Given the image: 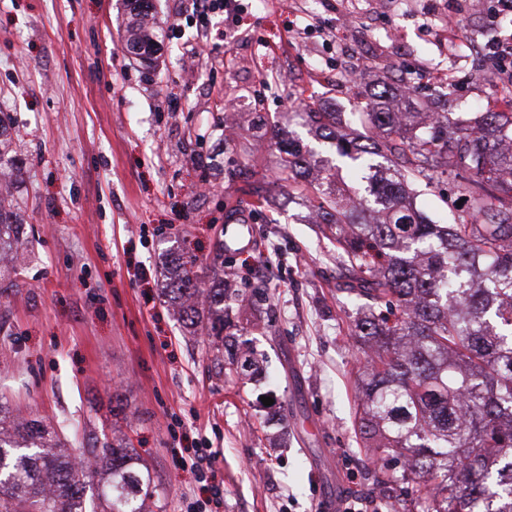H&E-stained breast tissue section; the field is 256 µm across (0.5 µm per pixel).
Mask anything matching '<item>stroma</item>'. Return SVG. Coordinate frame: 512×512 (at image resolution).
<instances>
[{
  "mask_svg": "<svg viewBox=\"0 0 512 512\" xmlns=\"http://www.w3.org/2000/svg\"><path fill=\"white\" fill-rule=\"evenodd\" d=\"M290 2L203 22L196 0H153L166 37L148 66L126 51L124 0H0V111L22 168L8 203L33 242L0 291V397L74 446L87 427L125 438L165 512H362L380 497L333 236L286 193H248L278 171L273 131L332 161L302 102L356 112L405 85L416 111L466 123L512 91L470 50L512 39V21L487 23L492 0ZM447 14L459 28L442 38ZM434 64L446 87L425 82ZM236 213L251 242L220 251ZM180 252L205 280L224 266L222 338L190 335L165 301ZM236 346L260 376L236 377ZM202 451L216 461L200 481Z\"/></svg>",
  "mask_w": 512,
  "mask_h": 512,
  "instance_id": "1",
  "label": "stroma"
}]
</instances>
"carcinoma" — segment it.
<instances>
[{
	"label": "carcinoma",
	"instance_id": "obj_1",
	"mask_svg": "<svg viewBox=\"0 0 512 512\" xmlns=\"http://www.w3.org/2000/svg\"><path fill=\"white\" fill-rule=\"evenodd\" d=\"M132 5L126 49L140 55L149 0ZM337 164L301 152L275 134L276 184L336 230L347 273L343 290L359 303L352 336L364 353L356 416L364 447L407 471L377 475L383 489L412 481L385 512H512V112H483L463 126L451 112H408L383 90L361 112L303 113ZM359 125L365 134H341ZM9 132L0 115V176ZM454 178L468 206L436 224L415 206L412 185ZM23 229L0 205V261L23 249ZM197 259L177 258L165 296L185 328L211 321L224 330V288L206 286ZM244 376L251 352L231 354ZM99 512H163L136 449L117 437L85 434L70 448L63 432L0 402V512H89L88 479Z\"/></svg>",
	"mask_w": 512,
	"mask_h": 512
}]
</instances>
